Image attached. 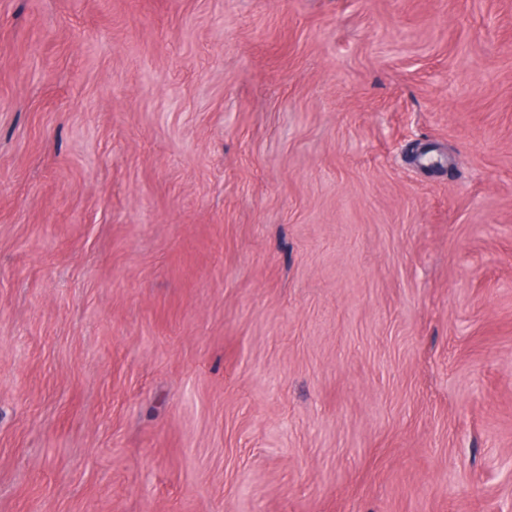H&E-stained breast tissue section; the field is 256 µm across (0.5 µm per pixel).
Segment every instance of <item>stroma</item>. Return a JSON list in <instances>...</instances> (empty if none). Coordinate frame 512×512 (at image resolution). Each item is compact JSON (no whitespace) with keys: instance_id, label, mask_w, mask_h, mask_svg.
Segmentation results:
<instances>
[{"instance_id":"obj_1","label":"stroma","mask_w":512,"mask_h":512,"mask_svg":"<svg viewBox=\"0 0 512 512\" xmlns=\"http://www.w3.org/2000/svg\"><path fill=\"white\" fill-rule=\"evenodd\" d=\"M0 512H512V0H0Z\"/></svg>"}]
</instances>
